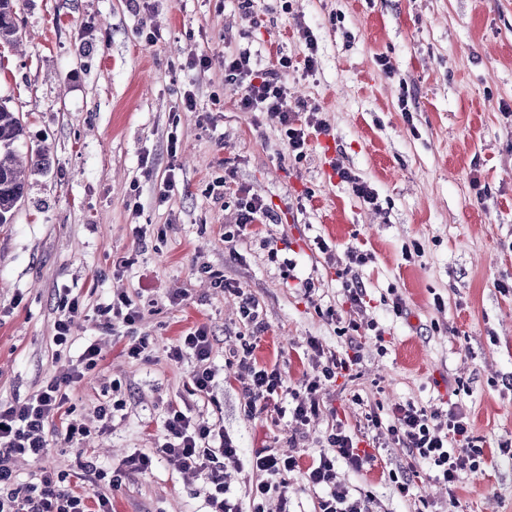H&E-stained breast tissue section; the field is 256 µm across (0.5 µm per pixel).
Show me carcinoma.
<instances>
[{
  "instance_id": "cac0c4a2",
  "label": "carcinoma",
  "mask_w": 512,
  "mask_h": 512,
  "mask_svg": "<svg viewBox=\"0 0 512 512\" xmlns=\"http://www.w3.org/2000/svg\"><path fill=\"white\" fill-rule=\"evenodd\" d=\"M15 0H0V46L19 44V28L14 19ZM26 143V130L19 115L0 100V226L13 222L24 196L25 169L18 149Z\"/></svg>"
}]
</instances>
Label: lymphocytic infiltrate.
<instances>
[{"instance_id": "1", "label": "lymphocytic infiltrate", "mask_w": 512, "mask_h": 512, "mask_svg": "<svg viewBox=\"0 0 512 512\" xmlns=\"http://www.w3.org/2000/svg\"><path fill=\"white\" fill-rule=\"evenodd\" d=\"M304 40L306 51L302 60L284 55L273 68L262 73L253 69L250 52L224 57L225 81L241 90L239 109L277 117L281 140L289 155L297 160L306 158L312 139L331 134L330 126L319 119L317 108L303 103L292 107L287 103L288 70H299L308 76L317 69L316 37L308 31ZM224 193L234 203V221L224 228V241L229 246L256 234L258 227L275 223V215L262 198L229 186ZM371 260V253L359 247L351 246L345 251L342 287L353 317L343 322L338 335L344 338L346 349L328 353L316 339H309L308 349L316 362L317 373L294 385L288 384L278 368L260 365L253 356L267 329L258 300L246 289L227 282L223 273L214 272L215 286L234 294L239 303L242 330L232 362L237 367L235 380L244 395L246 415L255 414L259 405L281 403L280 414L293 424L295 440L305 438L311 423L322 413V391L349 375L361 360L358 342L361 325L357 317L364 312L366 288L356 270ZM188 354L196 359L198 366L192 379L194 394L212 398L217 372L211 365L212 342L207 327L186 331L170 347L168 357L178 362ZM100 359L98 342L88 340L76 362L53 376L36 394L22 401L0 402V512H112L109 498L77 490L64 474L47 472L39 483L23 486L18 483L14 469L15 461L20 458L42 460L52 440L69 444L87 436V427L71 417L68 392ZM391 443L409 452L408 463L389 473L398 493L410 496L414 466L424 463L436 480L447 485L450 512H456L460 506L456 489L463 476L483 472L489 460L484 446L477 443L467 414L454 403L443 409L408 401L395 405L386 420L373 411L358 434L347 431L343 422H336L322 436L319 450L306 456H287L271 448H259L251 455H244L239 440L225 432L217 421L172 405L162 421L157 455L128 456L125 472L152 470L162 458L180 471L203 474L208 483L207 512H291L288 477L299 472L319 492L314 512H373L372 493L342 484L338 469L346 466L359 472L375 466L379 462L378 448ZM245 466L257 479L243 501L231 491L228 480L233 472Z\"/></svg>"}]
</instances>
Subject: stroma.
<instances>
[{"label":"stroma","instance_id":"stroma-1","mask_svg":"<svg viewBox=\"0 0 512 512\" xmlns=\"http://www.w3.org/2000/svg\"><path fill=\"white\" fill-rule=\"evenodd\" d=\"M254 9L251 28L241 0H157L139 12L128 0L16 2L21 46L0 58V100L20 113L27 143L44 147L48 163L28 176L13 222L0 226V400L26 399L77 360L113 291H126L143 313L134 326L101 331V359L70 393L73 418L92 434L52 445L42 461L18 460L21 480L36 481L46 468L77 470L83 447L111 472L134 452L155 451L172 402L218 415L244 453H291L275 407L246 416L240 389L225 384L235 372L238 300L207 272L222 271L255 295L268 329L254 355L296 383L316 373L303 354L309 338L329 351L344 344L323 309L350 316L339 268L314 243L321 236L374 254L358 276L369 301L364 319L383 336L367 335L352 377L323 391L305 447H317L333 417L353 431L375 406L439 407L454 397L494 450L485 472L456 491L464 512H512V456L496 449L512 441V292L500 290L512 285V117L503 114L512 110V0H256ZM306 30L318 40V69L288 73V102L319 106L333 155L376 189L378 207L348 192L319 141L306 159L289 157L276 119L240 111L239 88L224 81L225 55L246 48L261 69L281 55L301 59ZM149 32L156 41H146ZM194 51L211 57L210 70L187 69ZM189 89L193 112L183 108ZM407 93L417 103L409 120L399 107ZM173 136L180 148L172 156ZM228 172L280 217L233 255L224 246L233 211L211 192ZM170 173L178 188L159 200L157 185ZM267 238L288 246L295 275L315 284L311 296L287 285ZM412 240L423 253L408 261L402 247ZM123 256L131 266L114 272ZM392 287L406 306L399 318L383 303ZM63 288L83 313L60 353L53 336ZM172 291L186 300L169 304ZM201 324L222 378L213 406L192 393L195 360L167 357ZM131 336L149 338L148 359L124 355ZM356 393L362 404L352 403ZM113 399L124 408L97 431V408ZM380 454L376 467L338 470L341 483L373 493L375 512H414L418 497L447 503V486L422 464L412 499L401 498L388 472L408 451L392 444ZM87 489L110 497L112 512H205V477L163 462L124 474L119 487Z\"/></svg>","mask_w":512,"mask_h":512}]
</instances>
